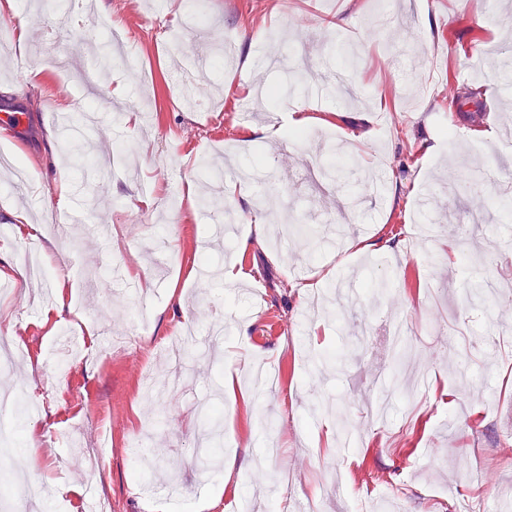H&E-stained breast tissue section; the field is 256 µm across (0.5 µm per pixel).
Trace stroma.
I'll return each mask as SVG.
<instances>
[{"instance_id":"35a3bbf8","label":"stroma","mask_w":512,"mask_h":512,"mask_svg":"<svg viewBox=\"0 0 512 512\" xmlns=\"http://www.w3.org/2000/svg\"><path fill=\"white\" fill-rule=\"evenodd\" d=\"M203 3L103 0L125 35L117 51L80 0L66 12L19 0L27 50L0 40V109L26 115L0 125V152L28 172L18 188L0 170V225L22 211L43 228L0 240V268L31 245L62 272L0 295V313L22 320L0 387L40 401L12 422L16 447L37 449L24 472L46 488L44 512L93 497L109 512H194L200 499L206 512H294L308 492L322 512H496L512 497V248L499 245L512 234L499 209L512 203V88L499 72L512 71V43L497 38L512 17L486 18L512 0ZM348 56L347 87L278 104L306 116L304 140H266L243 112L250 89H283L299 71L321 83ZM467 90L476 106L449 110ZM314 149L344 156L334 179L291 178V157ZM109 152L125 174L103 164ZM241 167L257 179L228 203L236 231L219 242L187 186L225 201ZM60 173L82 213L65 234L48 220ZM265 196L289 219L257 242ZM475 210L484 228L456 238ZM340 233L393 250H350ZM113 264L141 268L136 294L99 276ZM228 264L241 272L231 288ZM191 320L223 322V340L188 363L183 395L147 404L145 382L170 370L163 340ZM107 330L125 343L101 358ZM408 373L429 386L406 389ZM214 403L215 445L200 414ZM228 456L240 466L229 476Z\"/></svg>"}]
</instances>
